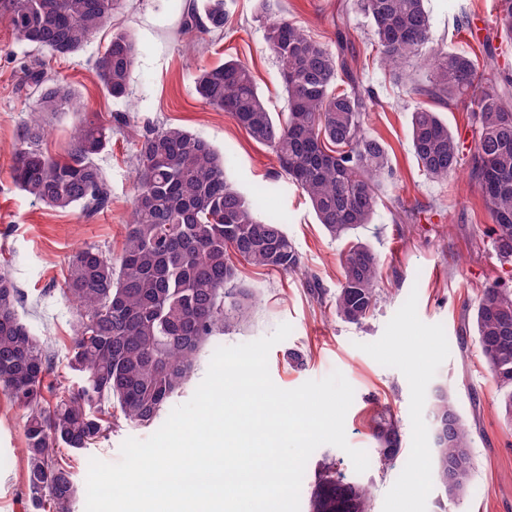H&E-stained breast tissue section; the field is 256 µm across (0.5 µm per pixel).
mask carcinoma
<instances>
[{"mask_svg":"<svg viewBox=\"0 0 512 512\" xmlns=\"http://www.w3.org/2000/svg\"><path fill=\"white\" fill-rule=\"evenodd\" d=\"M122 0H3L17 38L66 57L82 48L121 6ZM369 19L385 70L406 82L405 67L427 71L417 96L444 103L469 101L474 146L470 178L492 223L494 247L512 259V77L497 85L479 81L480 63L464 51L431 46L424 0H355ZM228 0H187L180 30L222 32ZM497 32L512 43V0H500ZM288 98L276 118L266 108L252 71L236 60L199 70L195 90L205 105L228 112L257 143L269 148L288 182L304 193L319 224L345 242L336 314L360 324L378 300L380 257L355 235L374 223L379 201L395 179L389 148L366 128L377 105L363 93L346 56L311 39L303 26L270 19L265 33ZM138 48L124 30L94 62L108 96L125 97ZM40 89L13 158L17 187L52 208H77L91 218L108 208L111 186L99 155L110 128L86 112L68 86L47 84L43 70H27ZM47 112L75 115L73 141L63 160L44 148ZM411 146L423 173L446 181L462 166L463 149L438 113L418 105L411 113ZM229 159L208 140L182 127L149 129L137 150L132 220L114 262L101 249L73 255L62 296L76 310L69 368L82 385L46 380L52 351L34 335L19 307L22 292L0 271V388L22 411L24 482L41 512H72L78 495L72 452L104 436L112 410L151 425L190 381L197 359L216 334L244 319L255 291L237 283L232 257L266 270L305 271L301 253L276 217H260L256 203L228 181ZM474 326L480 353L496 380L504 419L512 423V290L481 289ZM431 422L433 472L448 500L459 499L472 476V431L439 386ZM374 458L394 464L402 450L397 423L380 416L372 428ZM369 486L346 478L337 463L318 470L308 512H370Z\"/></svg>","mask_w":512,"mask_h":512,"instance_id":"obj_1","label":"carcinoma"}]
</instances>
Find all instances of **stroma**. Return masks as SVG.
<instances>
[{
    "mask_svg": "<svg viewBox=\"0 0 512 512\" xmlns=\"http://www.w3.org/2000/svg\"><path fill=\"white\" fill-rule=\"evenodd\" d=\"M181 0H123L122 8L81 50L55 58L20 42L0 13V269L24 294L21 315L31 331L47 339L54 354L49 380L78 386L68 365L74 309L60 290L77 248L96 246L119 257L131 221L136 145L149 128L179 126L211 142L230 159V182L245 195L260 193V215L281 214L284 229L319 283L237 261L238 281L255 287V306L237 326L213 338L194 374L173 400L188 401L203 380L216 348L234 346L290 324V336L271 349L273 382L290 390L310 379L340 371L354 389L345 417L348 448L371 450L370 426L381 406L399 422L402 452L394 467L370 464L356 473L347 453L323 445L309 458L303 481L311 483L327 462L371 486V512H512V424L502 416L500 391L479 352L473 314L482 288L512 289V260L494 249V225L467 170L450 183L430 180L410 145L416 96L406 86L384 81V65L370 38L367 19L354 0H277V15L303 25L312 39L335 46L347 28L362 86L373 87L378 103L367 117L369 130L389 146L397 181L382 199L374 223L362 230L381 256L379 296L362 324L337 316L334 295L341 281L342 245L318 224L308 200L279 169L268 149L255 143L229 113L205 106L195 91L200 68L234 58L249 65L269 109H287L273 54L266 49V17L259 0H231L223 32L187 37L179 30ZM435 47L493 56L484 72L498 82L512 74V43L496 27L498 0H426ZM126 30L137 43L127 95L112 99L102 89L93 61L112 36ZM41 64L50 82L70 85L89 111L111 125L110 141L98 162L112 186V203L95 219L76 209L49 207L20 191L12 179L13 152L38 96L25 83L24 68ZM302 363H293L291 354ZM444 384L473 433V473L466 494L450 502L432 475L430 417L435 386ZM153 427L114 420L106 436L78 453L74 470L85 487L90 459L118 462L122 443L145 439ZM25 438L21 411L0 391V512H35L24 484Z\"/></svg>",
    "mask_w": 512,
    "mask_h": 512,
    "instance_id": "stroma-1",
    "label": "stroma"
}]
</instances>
